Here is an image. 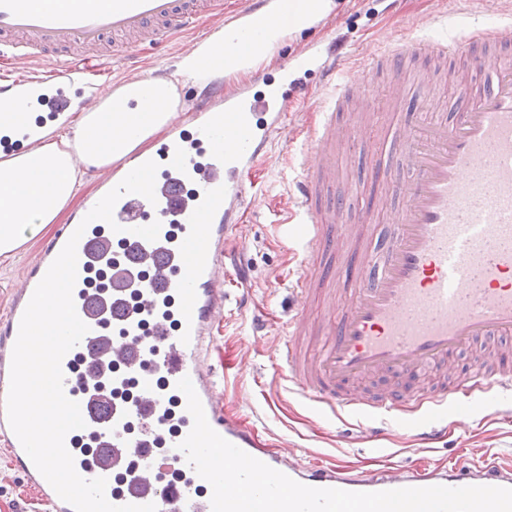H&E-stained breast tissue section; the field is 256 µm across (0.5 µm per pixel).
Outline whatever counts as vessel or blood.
Returning <instances> with one entry per match:
<instances>
[{
  "label": "vessel or blood",
  "instance_id": "1",
  "mask_svg": "<svg viewBox=\"0 0 512 512\" xmlns=\"http://www.w3.org/2000/svg\"><path fill=\"white\" fill-rule=\"evenodd\" d=\"M204 14L222 27L224 0H0V94L23 90L51 121L95 111L112 63L111 39L122 38L132 55L168 43ZM511 46L512 20L463 29L450 40L404 33L380 47L398 99L406 90V59L418 60L424 86L438 74L431 61L459 65L457 108L443 119L392 128L391 153L410 177L394 178L386 162H377L370 199L361 205L330 197L336 169L329 158L343 140L365 142L367 123L345 127L336 115L368 111L371 78L341 69L335 49L312 54L333 93L305 128L312 146L297 155L300 176L281 205L301 256L291 284L295 312L278 350L281 378L332 413L378 417L380 427L364 426L369 435L411 409H457L474 392L512 390V57L504 53ZM221 95L220 84L207 87L152 153L155 201L123 195L113 223L92 221L78 242L73 299L89 331L62 360L64 393L86 423L65 438L78 474L106 478V497L115 505L212 512L210 484L178 448L193 426L177 387L187 377L218 434L304 485L352 492L512 488V467L493 456L420 473L390 462L369 475L336 465L302 467L289 460L287 446H268L225 415L202 351L228 297L218 255L235 243L245 210L259 196L257 166L291 126L298 103L243 96L219 112L211 102ZM39 134V127H20L0 137V151L35 143ZM380 199L398 208L392 235L376 242L368 214ZM154 222L156 240L135 235ZM74 231L67 226L19 291L0 332L1 381L10 378L32 294ZM343 248L359 258L362 272L331 288L321 318L310 319L322 276L318 259ZM487 342L495 348L492 365L444 378L462 352ZM371 379L380 387L362 390ZM11 432L1 392L0 433L9 436L18 469L41 486L50 512H74Z\"/></svg>",
  "mask_w": 512,
  "mask_h": 512
}]
</instances>
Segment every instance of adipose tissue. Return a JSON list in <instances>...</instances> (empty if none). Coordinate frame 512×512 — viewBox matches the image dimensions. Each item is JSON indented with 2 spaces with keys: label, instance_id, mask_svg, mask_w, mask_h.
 Wrapping results in <instances>:
<instances>
[{
  "label": "adipose tissue",
  "instance_id": "1",
  "mask_svg": "<svg viewBox=\"0 0 512 512\" xmlns=\"http://www.w3.org/2000/svg\"><path fill=\"white\" fill-rule=\"evenodd\" d=\"M334 0H302L287 25L277 24L280 0L263 12L233 19L215 30L197 50L182 57L166 77L119 84L66 131L49 126L40 143L0 161V256L13 254L26 236L52 223L78 188L72 155L92 147L90 165L105 167L140 152L171 126L179 112L180 88L213 76L247 78L258 65H271L290 36L332 16Z\"/></svg>",
  "mask_w": 512,
  "mask_h": 512
}]
</instances>
